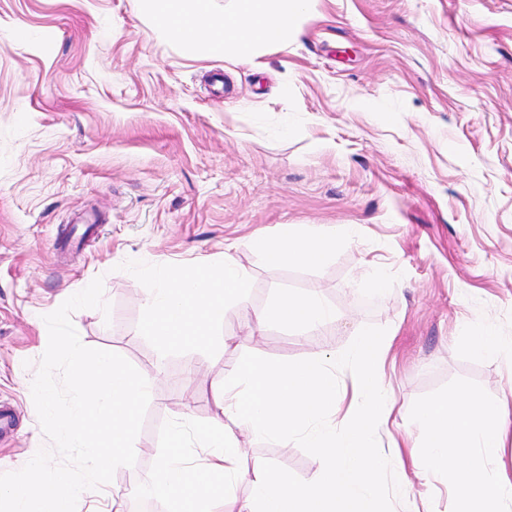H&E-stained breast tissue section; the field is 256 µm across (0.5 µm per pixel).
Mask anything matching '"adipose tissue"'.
Listing matches in <instances>:
<instances>
[{
	"label": "adipose tissue",
	"instance_id": "ef3b65f1",
	"mask_svg": "<svg viewBox=\"0 0 512 512\" xmlns=\"http://www.w3.org/2000/svg\"><path fill=\"white\" fill-rule=\"evenodd\" d=\"M154 27L177 44L203 42L209 54L234 50L253 59L258 47L286 39L303 13L306 0H226L216 12L214 0H143ZM357 228L328 229L308 234L258 236L250 250L277 267L314 266L339 244L354 242ZM249 272L232 255L223 265L188 268L159 263L153 288L145 299L142 324L160 348L211 343L213 328L224 317L227 302L240 298ZM333 316L313 293H284L260 311L255 328L276 324L309 332ZM504 400H487L460 389L422 405L416 429L407 433L411 470L401 473L404 484L426 482L446 472L450 459L466 455L468 467L453 485L455 512H512V470L496 466L503 448Z\"/></svg>",
	"mask_w": 512,
	"mask_h": 512
}]
</instances>
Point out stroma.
<instances>
[{
  "mask_svg": "<svg viewBox=\"0 0 512 512\" xmlns=\"http://www.w3.org/2000/svg\"><path fill=\"white\" fill-rule=\"evenodd\" d=\"M354 225L322 264L272 268L258 235ZM248 269L214 332L226 346L161 350L142 335L159 260ZM383 266L385 291L365 288ZM103 277L109 313L82 309V343L152 381L136 463L109 484L119 512H164L130 489L169 419L211 421V385L247 353L301 360L386 328L396 423L459 388L494 399L512 365L460 339L472 322L512 342V0H309L288 41L257 62L171 43L141 0H0V402L18 416L0 473L44 435L27 379L43 317ZM281 292H313L334 320L252 333ZM245 463L305 481L319 459L236 432ZM447 476L401 490L395 512H453Z\"/></svg>",
  "mask_w": 512,
  "mask_h": 512,
  "instance_id": "obj_1",
  "label": "stroma"
}]
</instances>
